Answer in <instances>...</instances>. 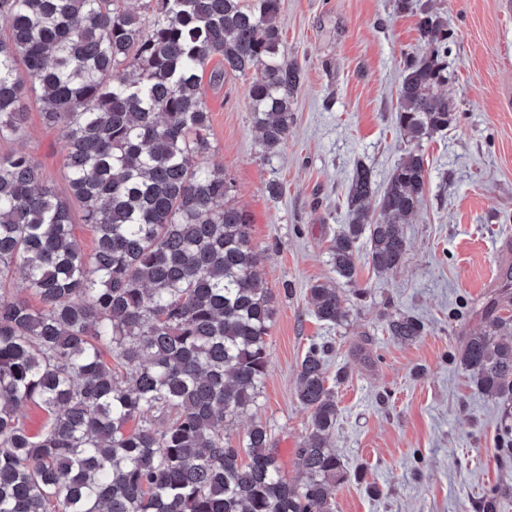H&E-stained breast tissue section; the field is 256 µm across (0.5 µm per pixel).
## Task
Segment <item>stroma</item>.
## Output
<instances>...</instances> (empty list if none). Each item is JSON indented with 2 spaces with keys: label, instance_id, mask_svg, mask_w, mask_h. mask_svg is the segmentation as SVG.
Listing matches in <instances>:
<instances>
[{
  "label": "stroma",
  "instance_id": "1",
  "mask_svg": "<svg viewBox=\"0 0 512 512\" xmlns=\"http://www.w3.org/2000/svg\"><path fill=\"white\" fill-rule=\"evenodd\" d=\"M454 34L448 83L454 106L446 134L423 139L422 205L407 225L409 249L395 270L358 266L365 294L351 298L341 326L311 311L308 288L335 280L328 246L347 221L346 193L357 160L385 183L407 148L395 123L403 58L421 55L418 17L395 0H281L288 57L304 69L288 138L265 156L247 106L251 76L225 73L206 84L210 160L223 165L234 200L252 220L261 274L276 298L270 364L257 408L234 426L267 423L289 478L310 413L295 395L304 352L331 340L338 418L331 443L347 476L334 512H483L496 497L512 512V456L501 439L512 402L488 396L458 363L464 336L512 265V0H420ZM22 149L65 190L64 132L30 103ZM276 182L281 197L266 187ZM419 317L413 343L388 336L394 314Z\"/></svg>",
  "mask_w": 512,
  "mask_h": 512
}]
</instances>
